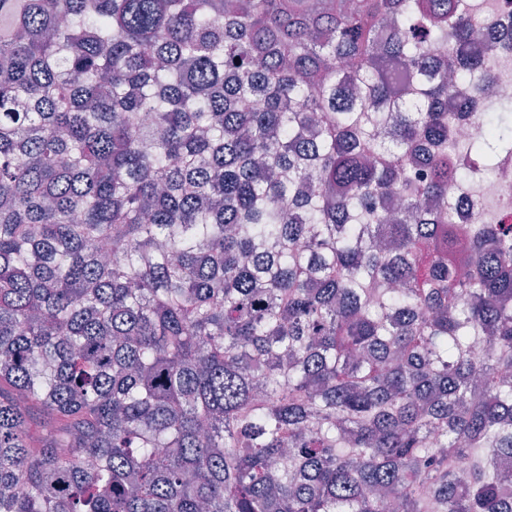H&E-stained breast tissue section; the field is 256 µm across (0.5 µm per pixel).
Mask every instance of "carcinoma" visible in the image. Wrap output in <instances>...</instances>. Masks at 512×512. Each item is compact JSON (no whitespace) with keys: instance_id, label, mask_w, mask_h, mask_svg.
Instances as JSON below:
<instances>
[{"instance_id":"1","label":"carcinoma","mask_w":512,"mask_h":512,"mask_svg":"<svg viewBox=\"0 0 512 512\" xmlns=\"http://www.w3.org/2000/svg\"><path fill=\"white\" fill-rule=\"evenodd\" d=\"M481 24L0 0V512H512V226L448 197L512 153Z\"/></svg>"}]
</instances>
